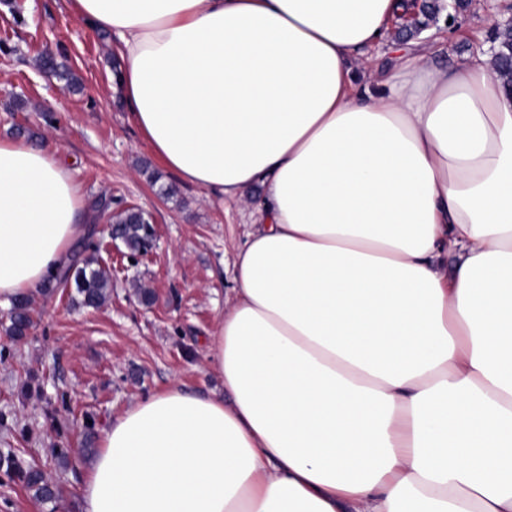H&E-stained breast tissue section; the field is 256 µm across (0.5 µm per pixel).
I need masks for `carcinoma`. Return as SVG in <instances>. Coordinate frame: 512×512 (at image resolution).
I'll use <instances>...</instances> for the list:
<instances>
[{
    "label": "carcinoma",
    "mask_w": 512,
    "mask_h": 512,
    "mask_svg": "<svg viewBox=\"0 0 512 512\" xmlns=\"http://www.w3.org/2000/svg\"><path fill=\"white\" fill-rule=\"evenodd\" d=\"M493 41L497 43L495 60L500 76L506 84L512 86V26L497 30L493 34ZM40 66L46 72H52L66 85H75L74 78L63 65L49 56L40 57ZM115 223L119 224L118 239L133 254L145 249L150 240V224L143 214L126 210L115 216ZM83 249L92 251V254L81 259L74 266V275H69L70 269L61 270L49 279L46 291L53 292L59 288L69 286L75 288L73 300L86 308L102 306L112 291V280L106 268L93 254L95 247L89 243ZM34 300L29 296L16 297L11 302L7 312L10 322L8 331L11 336L20 339L26 336L32 324ZM0 467L5 469L8 476L16 478L33 492V495L44 501L52 502L56 498V487L44 473L32 466H24L22 460L13 452L0 454Z\"/></svg>",
    "instance_id": "cac0c4a2"
}]
</instances>
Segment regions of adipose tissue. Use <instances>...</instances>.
I'll list each match as a JSON object with an SVG mask.
<instances>
[{
  "mask_svg": "<svg viewBox=\"0 0 512 512\" xmlns=\"http://www.w3.org/2000/svg\"><path fill=\"white\" fill-rule=\"evenodd\" d=\"M182 181L258 227L208 362L107 430L84 512H512V93L427 35L364 51L401 0H72ZM56 150L0 139V304L87 232ZM427 27H419L415 29L416 36L414 37H398L399 32H406L414 30L410 24L406 25L405 22L398 20L397 23L391 25V38L388 43L382 46H375L369 50V55L373 58V63L380 68H385L391 63L392 58L396 55V51L403 48L410 40L415 39Z\"/></svg>",
  "mask_w": 512,
  "mask_h": 512,
  "instance_id": "adipose-tissue-1",
  "label": "adipose tissue"
}]
</instances>
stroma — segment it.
I'll return each instance as SVG.
<instances>
[{"label": "stroma", "mask_w": 512, "mask_h": 512, "mask_svg": "<svg viewBox=\"0 0 512 512\" xmlns=\"http://www.w3.org/2000/svg\"><path fill=\"white\" fill-rule=\"evenodd\" d=\"M512 24V0H481L464 11L436 59L452 65L489 53L493 25ZM113 38L75 16L70 0H0V137L23 134L58 150L86 195L97 248L113 210L139 209L157 229L146 256L112 275L100 308L70 296L34 294V325L23 341L6 332L0 305V449L14 450L51 475L55 502L35 499L0 474V512H82L90 457L134 401L180 385L220 395L223 379L206 365L210 335L224 313L235 253L253 228L252 202L226 201L182 182L153 155L112 91ZM50 52L78 81L38 69ZM173 194H164V187ZM154 298L142 304L136 285Z\"/></svg>", "instance_id": "1"}]
</instances>
